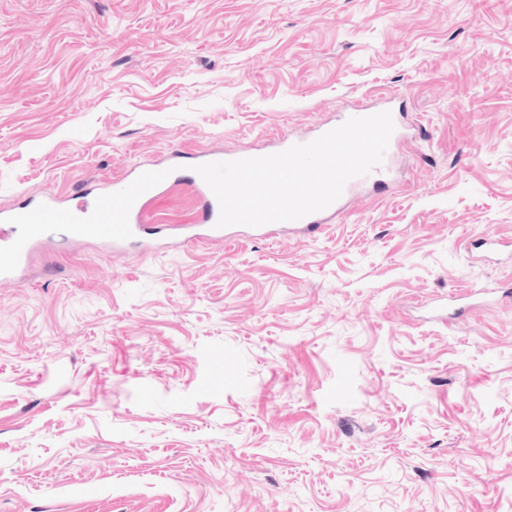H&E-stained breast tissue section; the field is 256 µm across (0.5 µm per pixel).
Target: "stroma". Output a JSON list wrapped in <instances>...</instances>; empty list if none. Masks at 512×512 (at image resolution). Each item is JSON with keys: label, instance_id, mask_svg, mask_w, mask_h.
Masks as SVG:
<instances>
[{"label": "stroma", "instance_id": "stroma-1", "mask_svg": "<svg viewBox=\"0 0 512 512\" xmlns=\"http://www.w3.org/2000/svg\"><path fill=\"white\" fill-rule=\"evenodd\" d=\"M387 103L316 235L0 282V512H512V0H0V211Z\"/></svg>", "mask_w": 512, "mask_h": 512}]
</instances>
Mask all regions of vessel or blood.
Wrapping results in <instances>:
<instances>
[{
    "instance_id": "1",
    "label": "vessel or blood",
    "mask_w": 512,
    "mask_h": 512,
    "mask_svg": "<svg viewBox=\"0 0 512 512\" xmlns=\"http://www.w3.org/2000/svg\"><path fill=\"white\" fill-rule=\"evenodd\" d=\"M171 176L170 167H146L110 188L77 205L46 197L40 203L0 214V278H12L24 269L36 246L46 237L63 235L73 240L103 241L120 248L137 238L144 251H154L150 228L142 216L155 195L165 188ZM196 194L202 209L195 223L177 230L178 244L206 242L223 236L217 228L219 203L204 180H197ZM341 201L298 219L297 224L308 233L323 231L341 215Z\"/></svg>"
}]
</instances>
